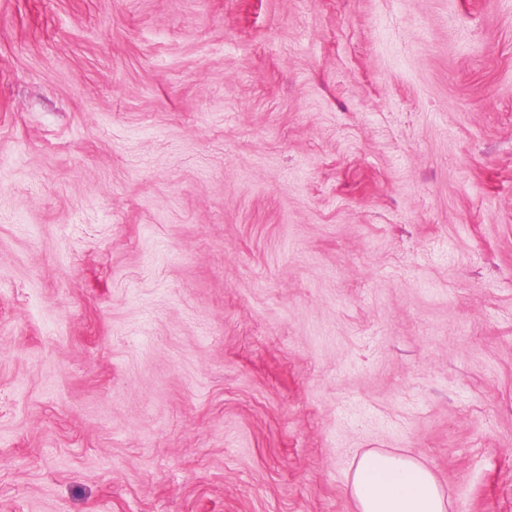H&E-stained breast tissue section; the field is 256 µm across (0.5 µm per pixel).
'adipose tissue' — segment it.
Listing matches in <instances>:
<instances>
[{
	"label": "adipose tissue",
	"mask_w": 512,
	"mask_h": 512,
	"mask_svg": "<svg viewBox=\"0 0 512 512\" xmlns=\"http://www.w3.org/2000/svg\"><path fill=\"white\" fill-rule=\"evenodd\" d=\"M359 512H448L434 475L409 457L364 453L350 483Z\"/></svg>",
	"instance_id": "adipose-tissue-1"
}]
</instances>
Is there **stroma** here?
Listing matches in <instances>:
<instances>
[{
	"label": "stroma",
	"instance_id": "1",
	"mask_svg": "<svg viewBox=\"0 0 512 512\" xmlns=\"http://www.w3.org/2000/svg\"><path fill=\"white\" fill-rule=\"evenodd\" d=\"M512 512V0H0V512ZM351 495L360 512H447L450 508L430 470L409 457L364 453L354 467Z\"/></svg>",
	"mask_w": 512,
	"mask_h": 512
}]
</instances>
